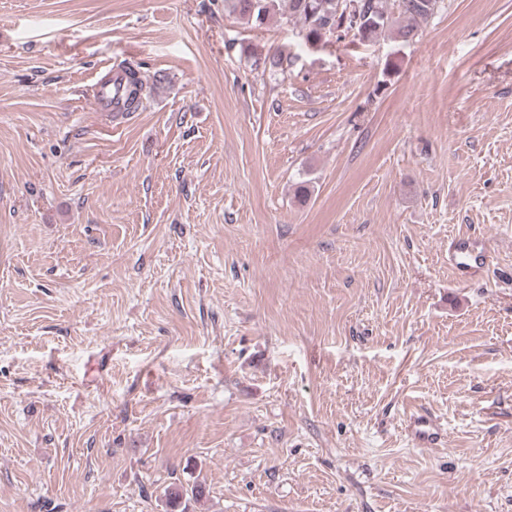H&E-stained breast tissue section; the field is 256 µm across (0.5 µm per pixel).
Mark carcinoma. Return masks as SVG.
Returning <instances> with one entry per match:
<instances>
[{
    "label": "carcinoma",
    "instance_id": "1",
    "mask_svg": "<svg viewBox=\"0 0 512 512\" xmlns=\"http://www.w3.org/2000/svg\"><path fill=\"white\" fill-rule=\"evenodd\" d=\"M397 2L394 12L389 0H224V10L249 27L277 17L298 26V34L311 44L333 34L339 39L350 34L361 42L386 37L409 42L437 12L440 0Z\"/></svg>",
    "mask_w": 512,
    "mask_h": 512
}]
</instances>
